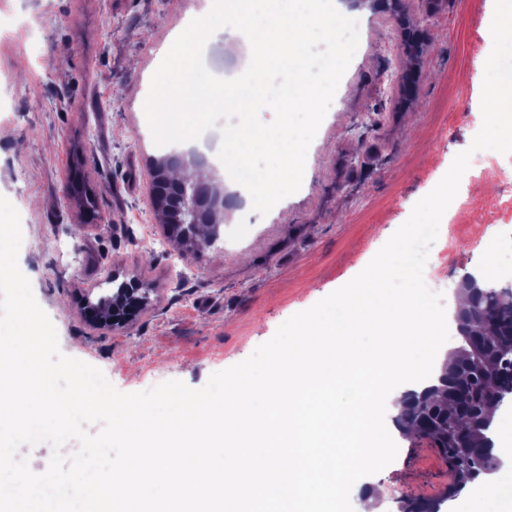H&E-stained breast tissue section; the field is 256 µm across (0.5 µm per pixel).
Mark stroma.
I'll return each instance as SVG.
<instances>
[{
  "mask_svg": "<svg viewBox=\"0 0 512 512\" xmlns=\"http://www.w3.org/2000/svg\"><path fill=\"white\" fill-rule=\"evenodd\" d=\"M204 0H0V196L20 214L21 272L64 355L124 393L179 380L203 387L278 327L359 274L407 221L482 126L492 0H389L355 8L359 46L312 141L300 189L267 214L231 202L220 251L172 244L152 201L141 137L149 82ZM415 65L412 96L387 67ZM471 164L441 219L424 273L446 294L465 273L499 269L512 241V196L492 150ZM118 268L158 291L131 326L100 331L83 294ZM379 512L403 494L440 496L448 469L399 441L378 474Z\"/></svg>",
  "mask_w": 512,
  "mask_h": 512,
  "instance_id": "1",
  "label": "stroma"
}]
</instances>
